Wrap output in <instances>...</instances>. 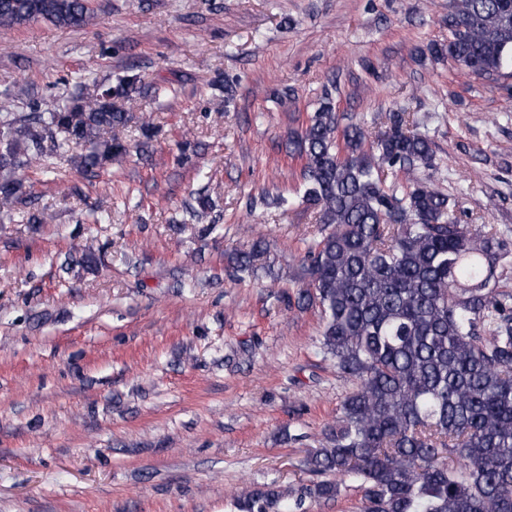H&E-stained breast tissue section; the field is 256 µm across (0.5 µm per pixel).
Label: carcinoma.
<instances>
[{"label": "carcinoma", "instance_id": "obj_1", "mask_svg": "<svg viewBox=\"0 0 512 512\" xmlns=\"http://www.w3.org/2000/svg\"><path fill=\"white\" fill-rule=\"evenodd\" d=\"M42 21L86 28L100 15L92 0H0L1 33ZM448 30L432 56L490 80L512 65V0H453ZM136 82L80 80L68 99L34 100L21 116L11 107L25 87L4 96L0 204L19 198L26 167L79 149L78 165L92 170L126 153L112 129L129 120ZM369 137L359 122L340 125L327 98L291 151L302 161L303 199L324 225L303 256L297 306L319 307L323 357L354 388L304 459L316 481L247 486L234 507L290 512L307 499L336 500L351 479L362 512H512V296L493 289L509 246L492 224L460 223L456 203L419 176L433 167V142L407 113ZM386 168L410 179L387 188ZM227 264L258 274L263 242Z\"/></svg>", "mask_w": 512, "mask_h": 512}]
</instances>
